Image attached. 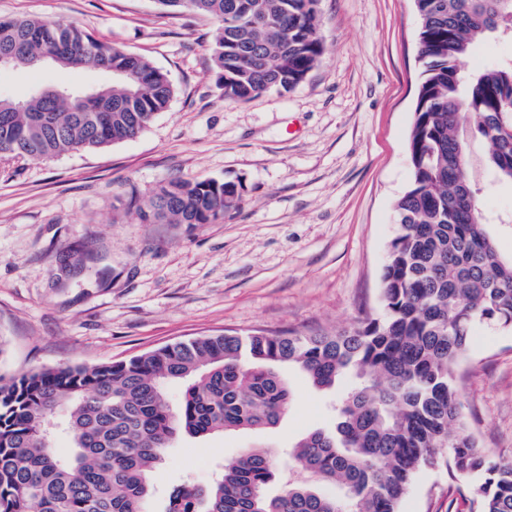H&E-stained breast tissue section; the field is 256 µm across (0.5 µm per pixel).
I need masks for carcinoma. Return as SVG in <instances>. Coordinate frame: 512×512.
<instances>
[{
	"mask_svg": "<svg viewBox=\"0 0 512 512\" xmlns=\"http://www.w3.org/2000/svg\"><path fill=\"white\" fill-rule=\"evenodd\" d=\"M218 23L212 47L224 100L298 86L319 63V0H157ZM423 65L409 134L411 181L394 203L397 229L381 273L380 307L334 334L197 336L119 362L60 364L0 376V512H145L148 474L178 435L276 426L291 392L273 369L297 366L319 389L347 375L334 430L290 457L302 479L267 492L278 466L264 450L228 463L208 489L171 491L165 512H400L419 470L443 465L468 512H512V462L483 452L462 413L458 369L482 325L512 329V258L484 215L468 138L483 167L512 185V58L464 72L489 36L512 41V0H414ZM10 66L124 70L96 93L59 99L37 88L0 97V158L49 160L131 139L167 110L175 90L147 58L66 23L0 20ZM242 185L174 180L137 208L145 224H214L240 207ZM186 383L178 412L166 390ZM62 417L59 457L48 421ZM339 485L343 496L320 491Z\"/></svg>",
	"mask_w": 512,
	"mask_h": 512,
	"instance_id": "carcinoma-1",
	"label": "carcinoma"
}]
</instances>
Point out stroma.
Listing matches in <instances>:
<instances>
[{
    "instance_id": "obj_1",
    "label": "stroma",
    "mask_w": 512,
    "mask_h": 512,
    "mask_svg": "<svg viewBox=\"0 0 512 512\" xmlns=\"http://www.w3.org/2000/svg\"><path fill=\"white\" fill-rule=\"evenodd\" d=\"M324 54L289 92L225 101L211 44L217 23L156 0H0V19L71 23L147 57L176 89L133 139L49 161L0 159V375L128 359L234 331L334 332L376 312L396 231L393 203L411 170L408 142L421 77L414 0H320ZM91 70L0 72V96L34 86L111 82ZM242 182L216 224H144L172 179ZM292 400L272 428L182 435L149 474L148 512L181 484L212 485L243 451L275 452L278 493L289 447L335 425L345 387L315 389L280 367ZM477 444L512 461V330L479 328L459 368ZM401 512H467L445 468L417 475Z\"/></svg>"
}]
</instances>
